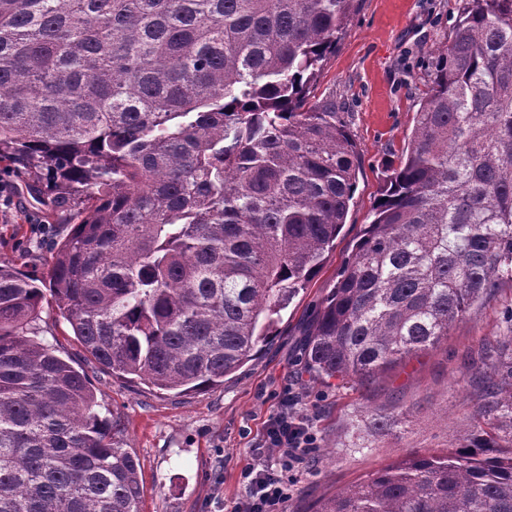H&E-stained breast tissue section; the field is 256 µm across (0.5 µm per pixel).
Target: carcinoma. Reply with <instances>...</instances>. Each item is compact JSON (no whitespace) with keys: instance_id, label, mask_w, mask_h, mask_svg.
Segmentation results:
<instances>
[{"instance_id":"1","label":"carcinoma","mask_w":512,"mask_h":512,"mask_svg":"<svg viewBox=\"0 0 512 512\" xmlns=\"http://www.w3.org/2000/svg\"><path fill=\"white\" fill-rule=\"evenodd\" d=\"M359 0H0V163L50 224L47 280L0 263V512H141L140 466L84 373L40 342L51 299L113 373L224 384L345 224L357 146L309 103ZM405 153L304 370L367 381L512 281V0H459ZM468 448L408 453L315 512H512V315Z\"/></svg>"}]
</instances>
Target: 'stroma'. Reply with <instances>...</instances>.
I'll return each instance as SVG.
<instances>
[{
	"label": "stroma",
	"mask_w": 512,
	"mask_h": 512,
	"mask_svg": "<svg viewBox=\"0 0 512 512\" xmlns=\"http://www.w3.org/2000/svg\"><path fill=\"white\" fill-rule=\"evenodd\" d=\"M457 0H361L311 100L335 98L356 143L359 171L346 223L322 267L281 312L273 337L221 386L177 395L112 374L90 358L53 303L43 304L41 342L84 370L97 411L134 453L144 483L142 512H234L244 494L242 471L264 441V424L285 407L287 389L300 396L294 411L318 442L287 512H311L317 502L417 450L460 447L480 406L476 383L484 342L502 332L512 283L471 317L456 323L440 347L368 382H325L304 370L302 342L315 306L373 218L386 167L408 144L426 90L429 51L449 41ZM10 198L0 212V260H21L39 276L52 262L49 242L70 227L43 220L40 203L12 170H0ZM376 412L397 413L391 429L372 434Z\"/></svg>",
	"instance_id": "35a3bbf8"
}]
</instances>
